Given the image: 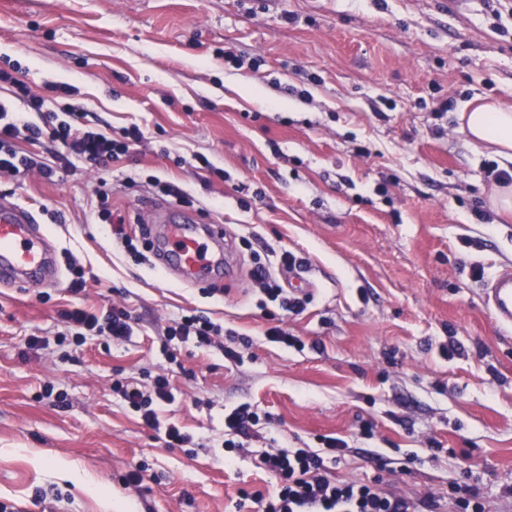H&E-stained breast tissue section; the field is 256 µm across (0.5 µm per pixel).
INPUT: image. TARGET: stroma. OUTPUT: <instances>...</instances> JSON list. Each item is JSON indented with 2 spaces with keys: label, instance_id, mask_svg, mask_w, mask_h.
Returning <instances> with one entry per match:
<instances>
[{
  "label": "stroma",
  "instance_id": "obj_1",
  "mask_svg": "<svg viewBox=\"0 0 512 512\" xmlns=\"http://www.w3.org/2000/svg\"><path fill=\"white\" fill-rule=\"evenodd\" d=\"M0 70L35 94L72 86L90 126L145 133L104 177L78 161L50 181L0 179V200L51 235L59 271L0 287V502L253 512L240 490L275 484L255 451L332 436L348 446L329 466L337 480L378 482L415 507L430 495L435 512H458L451 489L468 485L485 512H512V329L483 297L512 265V217L492 210L487 169L512 163L459 123L476 101L512 104V0H0ZM193 154L223 178L176 165ZM165 183L191 196L183 214L227 225L233 278L177 281L95 222L103 188L126 224L149 223L173 204ZM285 252L300 262L292 286L309 291L285 317L297 348L267 338L269 300L250 275ZM115 304L132 317L128 340L62 343L64 311ZM193 309L223 325V345L182 344L170 366L165 329ZM163 368L175 400L158 416L191 435L189 452L112 390ZM48 381L63 403L42 398ZM244 403L260 424L228 460L224 416ZM138 461L149 469L133 489L122 478Z\"/></svg>",
  "mask_w": 512,
  "mask_h": 512
}]
</instances>
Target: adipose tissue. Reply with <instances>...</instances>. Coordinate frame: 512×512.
Wrapping results in <instances>:
<instances>
[{
	"instance_id": "ef3b65f1",
	"label": "adipose tissue",
	"mask_w": 512,
	"mask_h": 512,
	"mask_svg": "<svg viewBox=\"0 0 512 512\" xmlns=\"http://www.w3.org/2000/svg\"><path fill=\"white\" fill-rule=\"evenodd\" d=\"M460 119L473 145H493L500 156L512 162V107L487 102L464 110Z\"/></svg>"
}]
</instances>
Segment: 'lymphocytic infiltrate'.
<instances>
[{
	"instance_id": "f902f5d3",
	"label": "lymphocytic infiltrate",
	"mask_w": 512,
	"mask_h": 512,
	"mask_svg": "<svg viewBox=\"0 0 512 512\" xmlns=\"http://www.w3.org/2000/svg\"><path fill=\"white\" fill-rule=\"evenodd\" d=\"M83 113L66 110L52 113L47 126L28 122L0 101V176L17 177L36 171L45 179H52L56 171L17 147L19 139L37 141L49 138L57 142L62 151L61 161L77 159L99 171H106L110 163L132 152L144 138L139 126L122 129L119 135L87 128ZM254 279L261 291L277 301V310H266L271 326L266 334L270 341L287 346L294 345L295 337L281 327L283 313L303 310V298L287 295L280 283L272 277L266 265H258ZM66 321L73 328V345H81L85 332L122 341L132 334L129 314L119 306H112L104 316L75 309L67 312ZM222 325L205 315L190 313L174 319L168 326L164 350L169 362H176L175 350L179 344L193 342L196 347L212 346L216 337L223 335ZM113 392L120 395L128 407L138 413L151 428L162 430L164 442L170 448H182L192 438L176 425H162L157 413L159 405L170 403L174 394L167 374L155 375L151 386L144 387L131 381H115ZM345 451L342 440L328 437L322 448H267L259 454V465L278 480L274 491L255 492L250 499L257 512H410L409 502L400 495L386 492L367 483L340 482L329 474L328 465L337 461Z\"/></svg>"
}]
</instances>
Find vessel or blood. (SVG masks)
I'll use <instances>...</instances> for the list:
<instances>
[{"label": "vessel or blood", "mask_w": 512, "mask_h": 512, "mask_svg": "<svg viewBox=\"0 0 512 512\" xmlns=\"http://www.w3.org/2000/svg\"><path fill=\"white\" fill-rule=\"evenodd\" d=\"M165 267L185 282L228 277L233 272L230 247L219 224L201 226L174 221L171 212L156 216ZM54 244L37 230L32 213L11 202L0 203V286L41 284L52 277ZM484 302L496 323L512 328V269L492 277Z\"/></svg>", "instance_id": "obj_1"}]
</instances>
